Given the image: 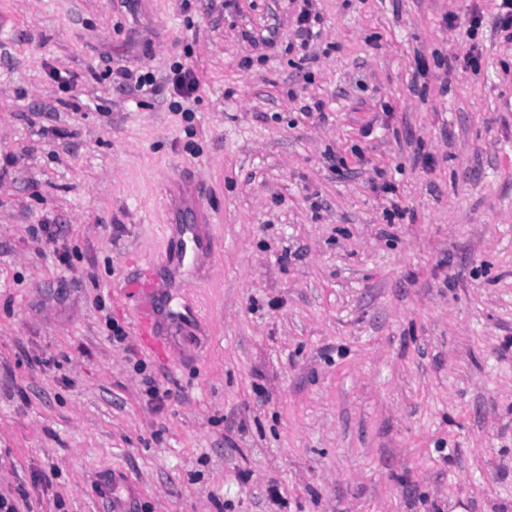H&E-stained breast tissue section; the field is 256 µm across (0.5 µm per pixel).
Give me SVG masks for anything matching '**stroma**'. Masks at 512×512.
Wrapping results in <instances>:
<instances>
[{
	"label": "stroma",
	"mask_w": 512,
	"mask_h": 512,
	"mask_svg": "<svg viewBox=\"0 0 512 512\" xmlns=\"http://www.w3.org/2000/svg\"><path fill=\"white\" fill-rule=\"evenodd\" d=\"M302 6L0 0L18 512H512V42L494 0H312L303 50ZM304 1L305 6L301 9L297 18L298 36L302 40L300 46L303 50L308 47V40L313 34V29L317 26H320L321 22L320 15L318 13H313L311 9L309 2L311 0ZM172 73L171 84L174 95L180 98L190 97L197 89V82L191 76V73L184 70L181 64L173 66Z\"/></svg>",
	"instance_id": "obj_1"
}]
</instances>
